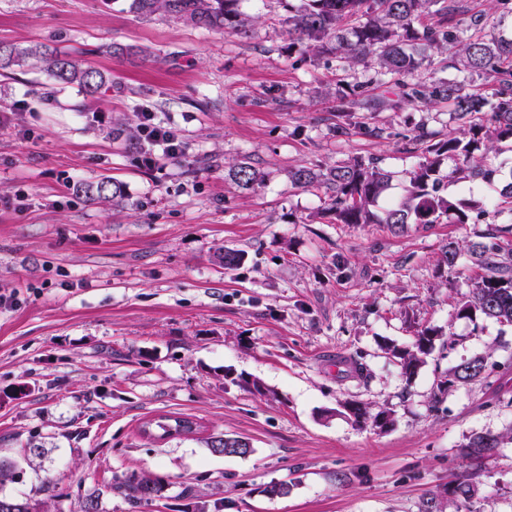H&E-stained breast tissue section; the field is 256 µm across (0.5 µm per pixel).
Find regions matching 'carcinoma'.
Masks as SVG:
<instances>
[{
	"label": "carcinoma",
	"mask_w": 512,
	"mask_h": 512,
	"mask_svg": "<svg viewBox=\"0 0 512 512\" xmlns=\"http://www.w3.org/2000/svg\"><path fill=\"white\" fill-rule=\"evenodd\" d=\"M128 12L137 17L168 15L203 29H221L235 13L239 0H127ZM485 8L475 11L463 0H298L290 7L288 37L315 56L334 55L348 73L368 58L378 65V82L403 88V98L416 107L448 105L456 127L448 135L427 145L423 157L410 173L404 195L386 200L391 175L379 160L344 163L325 169L300 165L290 172L292 183L303 189L322 187L329 198L328 210L342 224H387L400 231L407 224H440L446 219L456 224H483L489 216L512 212V181L496 188L487 199H469L458 204L444 194V179L459 183L480 180L497 182L498 170L491 156L501 145L512 147V39L487 38L483 30L491 16L500 26L512 18V0H483ZM469 37L463 34L469 30ZM453 52L459 58L463 77H436L428 82L415 80L433 57ZM28 59L47 73L58 86L76 85L94 97L105 90L108 79L99 69L74 58L58 46L37 43L19 48L0 42V70ZM483 76L491 83V95L468 88V77ZM358 93L336 92V111L349 115L362 106ZM454 162L448 175L443 166ZM229 175L243 187L260 180V173L247 163L231 168ZM76 191L93 201H123V184L109 177L81 183ZM467 257L474 272L472 292L463 297L458 316L472 322L493 319L512 325V249L500 241V230L489 227L479 240L466 246L449 242L441 263L450 269ZM224 268L242 264L244 254L224 249L216 254ZM440 332L426 328L409 348L392 346L388 351L400 360L403 372L412 376L431 354ZM484 358L475 356L453 367L438 383V391L467 385L484 377ZM504 437L491 433L474 434L465 446L469 458L480 459L498 452ZM207 448L214 455L246 457L253 452L248 438L223 433L211 436ZM475 472H466L454 481L451 494L466 503L474 493ZM111 488L132 505L162 497L165 484L145 473L115 476ZM43 504L27 498L0 497V512H39Z\"/></svg>",
	"instance_id": "carcinoma-1"
}]
</instances>
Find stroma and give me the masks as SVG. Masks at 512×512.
Here are the masks:
<instances>
[{
    "label": "stroma",
    "instance_id": "35a3bbf8",
    "mask_svg": "<svg viewBox=\"0 0 512 512\" xmlns=\"http://www.w3.org/2000/svg\"><path fill=\"white\" fill-rule=\"evenodd\" d=\"M237 9L245 27L207 30L137 18L126 0H0V42L57 38L110 80L93 101L75 86L50 93L31 63L0 70V106L22 104L0 125V294L15 298L0 310V459L17 462L0 495L49 512H76L93 492L99 512H421L430 499L455 512L448 488L468 466L469 437L512 434V326L460 318L470 271L441 262L448 242L481 227L339 224L323 190L288 177L376 158L399 197L422 158L410 137L438 140L451 117L379 85L374 60L344 73L291 46L288 0ZM114 44L149 55L118 58ZM346 84L393 104L341 117L333 90ZM145 110L179 129L180 161L143 165L115 137ZM241 162L261 174L253 187L229 176ZM104 176L122 182L120 205L72 189ZM224 248L244 251V265L224 269ZM429 327L442 335L406 376L386 348L411 347ZM474 356L484 378L438 392ZM341 359L363 363L364 378L340 373ZM350 403L393 423H355ZM164 417L198 430L143 435ZM214 433L254 451L211 454ZM479 469L468 512H512V443ZM132 471L161 479L164 497L135 507L109 490ZM281 482L287 495L265 494Z\"/></svg>",
    "mask_w": 512,
    "mask_h": 512
}]
</instances>
